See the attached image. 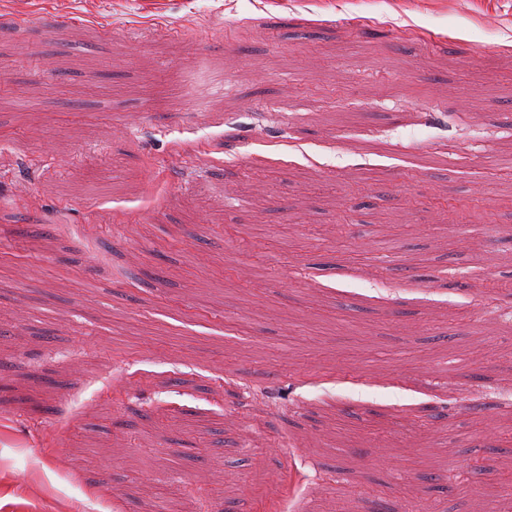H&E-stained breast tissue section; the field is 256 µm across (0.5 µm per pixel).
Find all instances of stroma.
<instances>
[{"mask_svg": "<svg viewBox=\"0 0 512 512\" xmlns=\"http://www.w3.org/2000/svg\"><path fill=\"white\" fill-rule=\"evenodd\" d=\"M500 152L512 0H0V508L512 512Z\"/></svg>", "mask_w": 512, "mask_h": 512, "instance_id": "1", "label": "stroma"}]
</instances>
